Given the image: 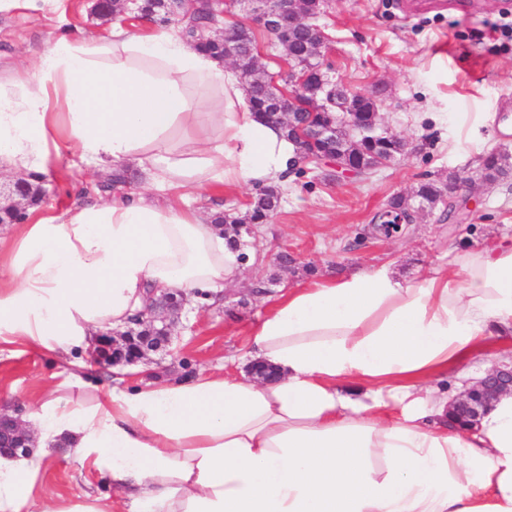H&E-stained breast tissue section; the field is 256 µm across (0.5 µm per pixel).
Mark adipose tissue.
<instances>
[{"mask_svg":"<svg viewBox=\"0 0 512 512\" xmlns=\"http://www.w3.org/2000/svg\"><path fill=\"white\" fill-rule=\"evenodd\" d=\"M76 151L144 183L0 226V348L49 354L89 384L95 336L153 296L214 305L243 266L187 194L280 180L297 155L221 59L167 27L53 36L0 76V172L47 174ZM512 332V238L451 248L410 280L390 265L286 289L248 331L272 382L220 370L118 383L83 404L51 394L25 417L39 450L0 455V512H512V394L473 429L448 425L440 378ZM66 441L115 496L39 487Z\"/></svg>","mask_w":512,"mask_h":512,"instance_id":"1","label":"adipose tissue"}]
</instances>
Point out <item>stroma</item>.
Returning <instances> with one entry per match:
<instances>
[{
	"mask_svg": "<svg viewBox=\"0 0 512 512\" xmlns=\"http://www.w3.org/2000/svg\"><path fill=\"white\" fill-rule=\"evenodd\" d=\"M92 5L52 0L43 12L0 13V69L34 59L57 28L74 38L108 35L111 22L94 15ZM317 23L327 37L323 71L348 90L373 96L383 128L406 141V154L361 178L335 180L326 167L290 174L279 209L250 239L242 281L225 287L223 306H185L169 348L126 366L127 380L190 377L243 354L249 326L281 288L312 274L340 276L388 263L408 279L441 263L449 248L512 237V178L486 183L479 173L485 153L512 154V135L490 121L512 108V0H422L415 13L398 0H328ZM451 174L466 183L464 221L440 223L436 208L416 214L392 237L374 231L392 197L412 195L424 176ZM101 181L62 154L45 183L48 197L35 210L58 213ZM254 194V188L229 185L219 195L192 194L183 206L240 217ZM283 252L293 258L285 268L276 261ZM63 379L49 356H0V409L28 412ZM42 478L63 496L112 492L91 469L77 470L63 443L44 458Z\"/></svg>",
	"mask_w": 512,
	"mask_h": 512,
	"instance_id": "35a3bbf8",
	"label": "stroma"
}]
</instances>
